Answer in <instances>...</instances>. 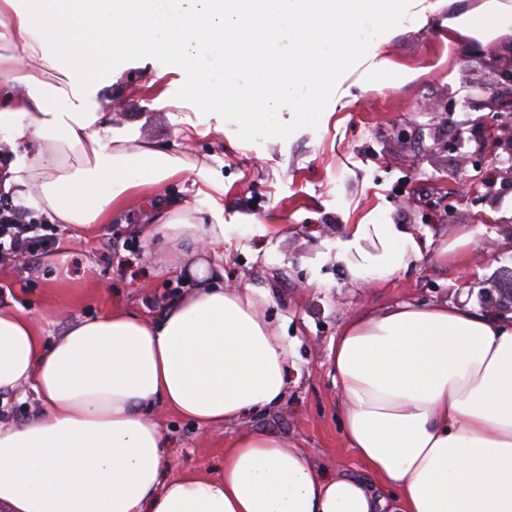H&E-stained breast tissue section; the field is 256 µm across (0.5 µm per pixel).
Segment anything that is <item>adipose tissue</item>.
Segmentation results:
<instances>
[{
	"label": "adipose tissue",
	"instance_id": "obj_1",
	"mask_svg": "<svg viewBox=\"0 0 512 512\" xmlns=\"http://www.w3.org/2000/svg\"><path fill=\"white\" fill-rule=\"evenodd\" d=\"M403 0H0V192L49 223L107 224L134 203L152 214L175 266L198 283L160 319L113 309L45 341L23 310L0 308V394L27 388V424L0 414V512H512V322L469 308L406 304L352 317L331 349L343 435L379 478L370 486L315 470L285 439L252 431L224 474L166 477L155 405L225 426L282 404L288 349L254 289L229 288L198 260L232 236L211 196L164 202L167 184L207 168L119 131L94 105L115 54L147 51L196 70L188 94L243 107L245 132L275 127L282 103L317 122L327 65L375 44ZM497 49L512 6L496 0L448 23ZM63 38L59 71L43 47ZM221 43L209 56L204 48ZM40 68L13 73L16 63ZM395 224H354L336 258L356 284L420 260Z\"/></svg>",
	"mask_w": 512,
	"mask_h": 512
}]
</instances>
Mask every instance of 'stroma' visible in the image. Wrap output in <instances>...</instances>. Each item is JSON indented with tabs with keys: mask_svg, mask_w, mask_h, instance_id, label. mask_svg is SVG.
I'll return each instance as SVG.
<instances>
[{
	"mask_svg": "<svg viewBox=\"0 0 512 512\" xmlns=\"http://www.w3.org/2000/svg\"><path fill=\"white\" fill-rule=\"evenodd\" d=\"M486 0H405L404 22L384 32L378 45L355 55L321 87L322 120H299L293 106L279 124L246 137L233 107L208 105L187 95L194 69L163 56L121 53L103 72L112 84V124L188 159L205 161L208 176L224 183V221L242 225L223 249L208 252L223 265L224 283L251 287L264 317L277 328L293 364L284 403L248 414L238 424H195L163 405L158 423L169 461L167 476L224 473V453L244 430L282 437L304 449L316 467L377 484L347 448L330 348L351 317L396 306L449 303L480 309L478 291H492L493 315L512 317V294L497 289L500 268L512 267V184L480 188L441 218L425 196L437 185L472 176L461 156L501 167L504 150H481L484 111L469 80L489 59L478 40L448 39V21L482 8ZM404 81L390 86L392 73ZM426 102L431 112L418 111ZM447 117H438L444 106ZM140 206L124 223L98 224L69 239L47 226L49 250L0 265V306L24 309L44 336H62L74 322L115 307L154 318L163 305L193 286L190 270L176 273L158 244L138 233ZM353 224H396L422 245L421 260L389 279L358 287L336 259V242ZM484 225L482 245L462 257L440 250L460 228ZM494 251L483 248L485 241Z\"/></svg>",
	"mask_w": 512,
	"mask_h": 512,
	"instance_id": "stroma-1",
	"label": "stroma"
}]
</instances>
